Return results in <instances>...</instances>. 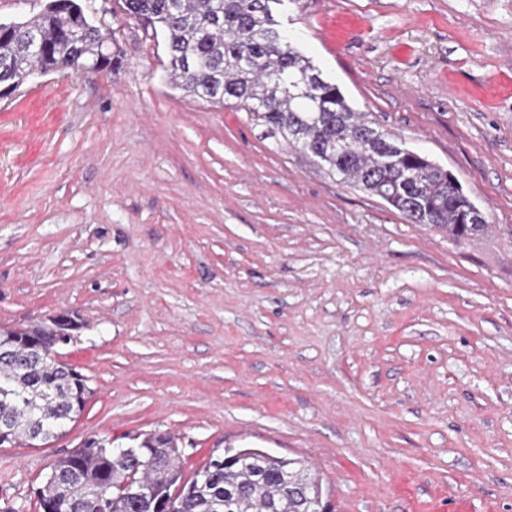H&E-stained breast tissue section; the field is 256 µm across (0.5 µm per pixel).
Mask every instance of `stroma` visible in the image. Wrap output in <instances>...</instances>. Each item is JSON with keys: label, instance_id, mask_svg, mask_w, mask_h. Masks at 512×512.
<instances>
[{"label": "stroma", "instance_id": "1", "mask_svg": "<svg viewBox=\"0 0 512 512\" xmlns=\"http://www.w3.org/2000/svg\"><path fill=\"white\" fill-rule=\"evenodd\" d=\"M122 63L0 97V327L67 312L92 394L0 447V512H41L89 438L299 458L331 512H512V0H285L353 108L452 172L461 245L167 81L122 0H81Z\"/></svg>", "mask_w": 512, "mask_h": 512}]
</instances>
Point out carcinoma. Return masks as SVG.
Masks as SVG:
<instances>
[{"label":"carcinoma","instance_id":"1","mask_svg":"<svg viewBox=\"0 0 512 512\" xmlns=\"http://www.w3.org/2000/svg\"><path fill=\"white\" fill-rule=\"evenodd\" d=\"M281 2L122 0V9L145 33L162 36L168 81L187 96L244 110L343 182L457 245L480 236L487 224L466 223L472 201L448 170L408 147L393 148L395 139L356 112L291 45L273 18L272 5ZM112 44V29L90 19L78 0H49L39 14L0 28V64L9 62L0 83L19 87L37 72H66L100 59L114 65L119 56ZM27 331L52 344L51 324L0 329V425L12 442H46L84 407L72 406L67 364L8 348ZM178 456L171 437L161 445L148 438L122 458L89 439L54 461L38 502L58 498L75 503V512H99L89 491L101 487L110 512H150L162 497L175 498L176 512H307L304 497L323 496L320 477L299 459L243 448L242 462L219 468L210 459L186 479Z\"/></svg>","mask_w":512,"mask_h":512}]
</instances>
